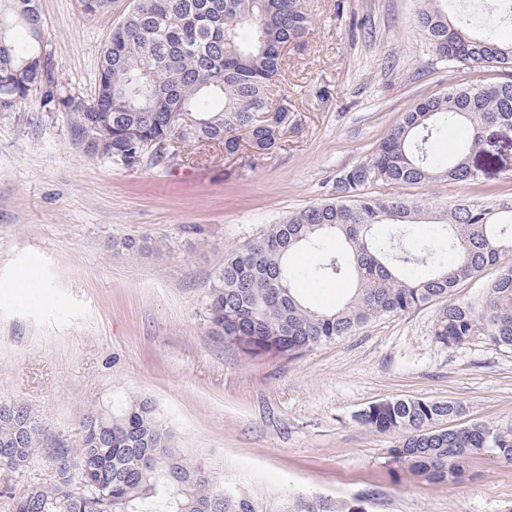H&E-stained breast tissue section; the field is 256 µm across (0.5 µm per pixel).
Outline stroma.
<instances>
[{"label": "stroma", "instance_id": "stroma-1", "mask_svg": "<svg viewBox=\"0 0 512 512\" xmlns=\"http://www.w3.org/2000/svg\"><path fill=\"white\" fill-rule=\"evenodd\" d=\"M307 34L280 76L285 142L260 157L222 147L191 162L127 167L84 157L65 115L32 89L0 111V401L25 404L67 447L97 406L148 398L180 448L256 512H512V463L482 455L473 477L395 473L357 416L390 398L451 399L468 420L512 424V351L477 338L446 348L439 305L368 323L293 360L251 357L207 330L205 302L231 251L288 213L334 196L420 99L512 79L442 58L416 24L419 0H304ZM134 0L100 16L40 0L60 79L93 97L101 54ZM475 185L436 181L400 195L449 207L512 194V127L484 132ZM149 244L132 252L124 243Z\"/></svg>", "mask_w": 512, "mask_h": 512}]
</instances>
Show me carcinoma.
<instances>
[{
  "instance_id": "carcinoma-1",
  "label": "carcinoma",
  "mask_w": 512,
  "mask_h": 512,
  "mask_svg": "<svg viewBox=\"0 0 512 512\" xmlns=\"http://www.w3.org/2000/svg\"><path fill=\"white\" fill-rule=\"evenodd\" d=\"M416 22L445 58L485 68L512 69V43L495 38L498 22L512 16V0L497 11L448 18V0H422ZM310 26L302 0H138L112 31L104 49L95 97L85 100L56 77L53 55L39 58L43 21L38 0H0V110L21 104L40 85L43 107L63 112L72 144L89 159L114 156L129 167L159 164L147 141L182 139L217 144L224 155L281 148L288 110L273 107L282 47L301 39ZM29 37L19 47L14 30ZM269 113L258 122L254 112ZM175 112H193L198 123L182 131ZM512 127V81L456 85L419 100L378 143L370 157L336 179V197L271 224L243 248L224 257L207 301L208 330L251 356L295 359L316 346L352 335L365 324L435 301L437 343L458 347L481 336L512 350V196L491 203H458L440 210L390 193L372 196L373 184L391 187L437 180L474 185L470 164L483 150L481 130ZM463 128L454 156L434 152L448 130ZM382 224L393 226L387 236ZM413 224H431L415 251L400 242ZM343 251L327 247L329 240ZM301 248L318 254L302 271L290 263ZM453 253V264L445 262ZM420 261L430 272L403 279L397 264ZM489 266L498 274L476 297L461 300L456 288ZM354 275L356 286L341 307L308 304L297 284L307 278L335 280ZM464 406L454 400L392 398L374 402L358 420L380 433L398 435L389 462L414 478L456 483L468 476L470 459L482 453L512 462V424H461ZM50 441L32 412L16 402L0 403V474L29 468ZM60 448L53 479L0 497L9 512H255L244 498L220 489L176 443L149 399L96 408L86 417L82 446ZM79 467L85 490L70 479Z\"/></svg>"
}]
</instances>
